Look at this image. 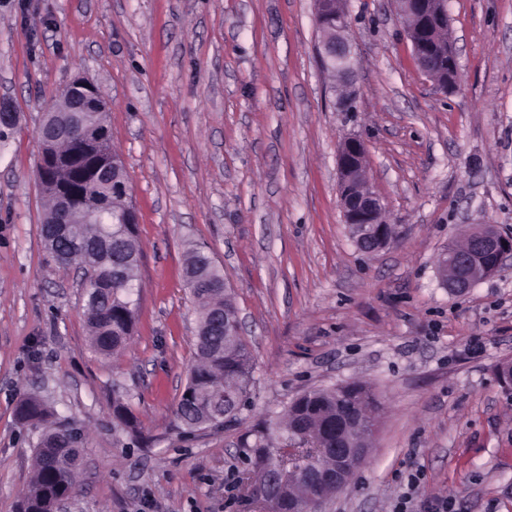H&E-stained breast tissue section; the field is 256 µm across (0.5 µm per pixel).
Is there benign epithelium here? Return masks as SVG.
Instances as JSON below:
<instances>
[{"label":"benign epithelium","mask_w":512,"mask_h":512,"mask_svg":"<svg viewBox=\"0 0 512 512\" xmlns=\"http://www.w3.org/2000/svg\"><path fill=\"white\" fill-rule=\"evenodd\" d=\"M398 10L403 19L405 32L415 52L416 61L423 75L435 82L439 88L453 89L448 83V66L439 72L432 70L427 48L436 41L437 34L448 27V0H397ZM315 26L320 34L318 56L322 64L332 60H347L350 57L347 14L332 12L325 5L315 14ZM345 90L336 98V109L340 112L353 111L354 91L353 68L340 72ZM56 112L79 115L77 135L101 142L106 138L109 112L108 101L100 88L88 78L72 77L56 93V106L47 111L36 133L39 165L37 181H42L52 167L58 143L71 139V133L61 129L50 118ZM367 147L365 141L353 136L338 147L336 167L338 174V195L344 222L352 230L354 242L364 252L375 251V245L389 238L386 224L380 220L384 204L382 199L369 187L368 170L365 166ZM122 159L112 158L111 190L93 205L78 210L71 201L59 197L47 223L54 225L62 234L68 224L83 223L87 212L95 209L112 208V198L128 202L123 211L117 213L121 224L138 223L137 214L131 202L130 188L119 169ZM469 247L458 254L443 253L439 261V272L448 291L462 294L479 281L489 277L512 260V234L500 231L494 224H477L467 234ZM363 421L354 412L336 416L333 425L336 433V447L326 449L331 461L324 469L306 473V481L314 490L317 499L325 500L342 490L351 473L358 468L368 454L369 444L363 440L354 441L351 435L362 429ZM288 476L283 470L269 472L268 482L256 488L254 495L264 501L271 494L282 491Z\"/></svg>","instance_id":"obj_1"}]
</instances>
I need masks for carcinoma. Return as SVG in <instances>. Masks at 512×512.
<instances>
[{
  "instance_id": "cac0c4a2",
  "label": "carcinoma",
  "mask_w": 512,
  "mask_h": 512,
  "mask_svg": "<svg viewBox=\"0 0 512 512\" xmlns=\"http://www.w3.org/2000/svg\"><path fill=\"white\" fill-rule=\"evenodd\" d=\"M77 163L70 164L68 174L52 179L48 193L73 191L92 198L104 194L108 184L92 175L88 181L77 179ZM141 244L137 225L114 224L112 214L102 212L92 224H70L67 235L52 241L48 253L64 267L82 264L95 271L85 288V317L91 347L102 357L110 358L123 350L131 339L136 310L131 295L136 288L138 257ZM186 289L196 306V355L188 383L176 404L174 415L182 432L210 428L206 421L212 398L228 393L244 404L252 380L251 355L244 338L237 336L224 343V326L217 315L231 311L233 297L224 290V273L202 250L189 251L184 265ZM354 408L366 421L377 419L381 404L371 395L370 387L351 383L346 392L334 388L313 389L297 403H290L281 430L283 438L301 433L309 447L301 450L295 467L303 472L327 464L321 429L336 420V409ZM22 424H43L34 448L32 476L23 494L20 512L37 505L47 495H70L77 483L81 434L70 425L49 423L52 417L47 404L36 396L23 397L16 408ZM112 423L132 434L140 435L138 418L117 396L112 400ZM245 455L252 459L250 479L256 484L276 464L280 455L278 442L264 430L255 433L254 442L243 439ZM288 498L296 502L297 512H311V490L298 478L287 483Z\"/></svg>"
}]
</instances>
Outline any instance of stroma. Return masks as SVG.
I'll return each instance as SVG.
<instances>
[{
	"instance_id": "1",
	"label": "stroma",
	"mask_w": 512,
	"mask_h": 512,
	"mask_svg": "<svg viewBox=\"0 0 512 512\" xmlns=\"http://www.w3.org/2000/svg\"><path fill=\"white\" fill-rule=\"evenodd\" d=\"M355 109L337 111L314 0H0V512H17L36 395L83 432L65 512H256L240 440L276 431L298 395L369 385L385 408L373 446L324 512H512V268L449 293L437 260L472 224L512 227V0H448L455 89L421 75L393 0H344ZM83 75L138 214L136 324L126 351L89 345L75 268L40 235L36 129ZM367 144L394 238L359 251L338 201L336 151ZM224 270L253 356L248 403L187 436L173 410L194 358L188 249ZM123 396L140 437L112 424Z\"/></svg>"
}]
</instances>
